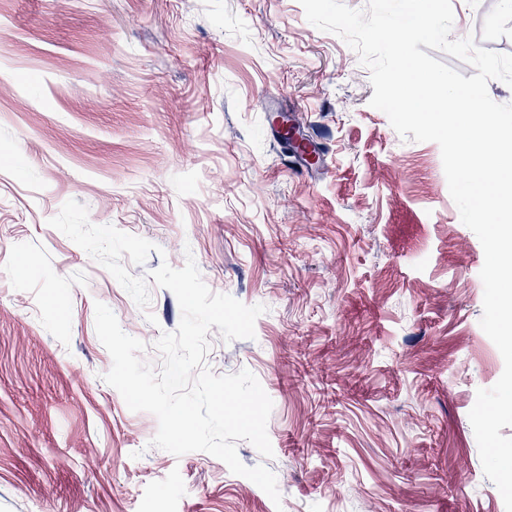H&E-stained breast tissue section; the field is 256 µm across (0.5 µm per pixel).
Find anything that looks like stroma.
I'll use <instances>...</instances> for the list:
<instances>
[{
  "label": "stroma",
  "mask_w": 512,
  "mask_h": 512,
  "mask_svg": "<svg viewBox=\"0 0 512 512\" xmlns=\"http://www.w3.org/2000/svg\"><path fill=\"white\" fill-rule=\"evenodd\" d=\"M451 39L512 53L502 0H452ZM370 71L299 0H0V512H505L469 420L503 358L479 321L482 245L433 142L370 106ZM324 134L300 168L265 129ZM194 257L264 305L254 339L207 338L217 375L273 401L281 505L205 452L152 447L156 417L103 376L104 303L159 364L176 297L148 309L49 224L67 200ZM34 267L15 274L19 261Z\"/></svg>",
  "instance_id": "obj_1"
}]
</instances>
